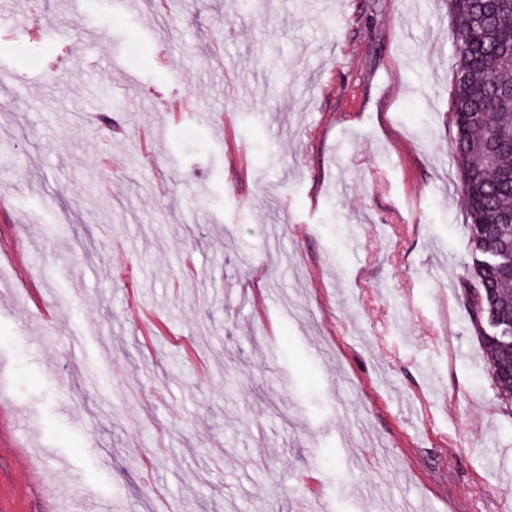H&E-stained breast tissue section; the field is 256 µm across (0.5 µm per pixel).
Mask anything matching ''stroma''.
<instances>
[{
    "mask_svg": "<svg viewBox=\"0 0 512 512\" xmlns=\"http://www.w3.org/2000/svg\"><path fill=\"white\" fill-rule=\"evenodd\" d=\"M0 12V512H512L448 0Z\"/></svg>",
    "mask_w": 512,
    "mask_h": 512,
    "instance_id": "stroma-1",
    "label": "stroma"
}]
</instances>
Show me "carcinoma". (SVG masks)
<instances>
[{
  "instance_id": "cac0c4a2",
  "label": "carcinoma",
  "mask_w": 512,
  "mask_h": 512,
  "mask_svg": "<svg viewBox=\"0 0 512 512\" xmlns=\"http://www.w3.org/2000/svg\"><path fill=\"white\" fill-rule=\"evenodd\" d=\"M457 59L450 152L470 224L473 273L464 301L483 344L498 396L512 401V344L488 336L496 318L512 323V266L476 262L512 252V0H449Z\"/></svg>"
}]
</instances>
